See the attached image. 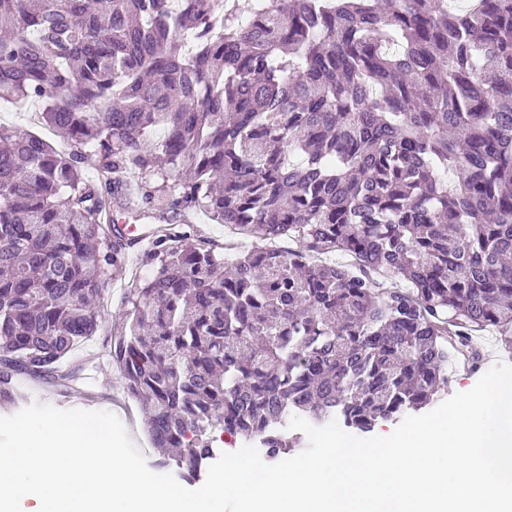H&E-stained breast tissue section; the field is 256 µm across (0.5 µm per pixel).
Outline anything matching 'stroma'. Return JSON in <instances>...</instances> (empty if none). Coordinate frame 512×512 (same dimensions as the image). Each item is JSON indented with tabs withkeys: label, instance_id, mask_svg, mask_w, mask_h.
<instances>
[{
	"label": "stroma",
	"instance_id": "obj_1",
	"mask_svg": "<svg viewBox=\"0 0 512 512\" xmlns=\"http://www.w3.org/2000/svg\"><path fill=\"white\" fill-rule=\"evenodd\" d=\"M37 104L19 108L9 103L0 104V124L35 132L51 143L57 150L65 144L53 131L44 126L37 117ZM146 273L137 261H130L119 273L110 274L108 286L100 300L102 323L96 336L81 344L69 357L71 366L82 369L84 380L81 394L70 393L68 388L35 380L26 375L14 381L16 400L0 404V416H11L33 402H41L56 408L90 409L115 414L138 448L143 449L148 467H155L159 455L151 447L145 434L144 413L138 401L124 392L118 374L106 361L104 354L112 328L122 319L123 296L135 288ZM476 347L481 358L476 368H465L457 363L448 365V394L471 389L475 383L496 363L512 364V354L504 350L496 331L482 332L476 338Z\"/></svg>",
	"mask_w": 512,
	"mask_h": 512
}]
</instances>
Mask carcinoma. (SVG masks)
Listing matches in <instances>:
<instances>
[{
	"label": "carcinoma",
	"mask_w": 512,
	"mask_h": 512,
	"mask_svg": "<svg viewBox=\"0 0 512 512\" xmlns=\"http://www.w3.org/2000/svg\"><path fill=\"white\" fill-rule=\"evenodd\" d=\"M247 12L0 0V102L69 146L0 124V401L21 374L76 386L122 225L204 212L237 241L155 234L108 349L194 480L217 430L275 461L294 416L367 433L430 404L471 336L512 350V0ZM36 112V117L33 113ZM0 124L9 125L25 130L35 132L51 143L57 150H66V144L47 126L41 124L40 106L38 104H28L23 108H18L10 103L0 104Z\"/></svg>",
	"instance_id": "1"
}]
</instances>
